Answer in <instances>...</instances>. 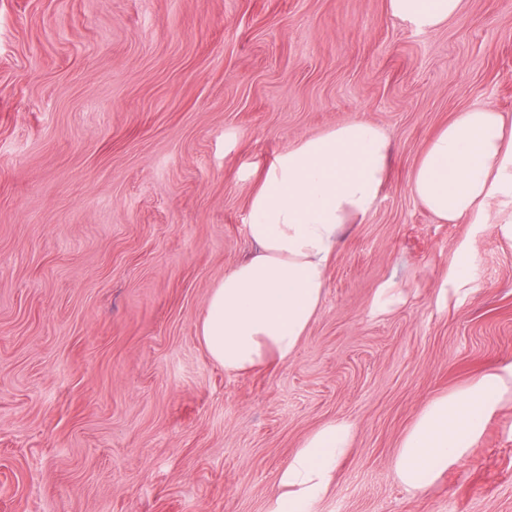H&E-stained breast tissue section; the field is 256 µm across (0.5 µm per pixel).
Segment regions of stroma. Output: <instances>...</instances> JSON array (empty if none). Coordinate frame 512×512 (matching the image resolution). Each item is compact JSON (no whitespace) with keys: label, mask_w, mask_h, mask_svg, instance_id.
I'll return each mask as SVG.
<instances>
[{"label":"stroma","mask_w":512,"mask_h":512,"mask_svg":"<svg viewBox=\"0 0 512 512\" xmlns=\"http://www.w3.org/2000/svg\"><path fill=\"white\" fill-rule=\"evenodd\" d=\"M482 104L512 113V0L431 31L387 0H0V512H269L334 420L354 443L313 512H512V403L424 494L393 470L430 399L512 363V232L408 188ZM351 120L389 134L388 188L294 358L226 374L197 326L258 176Z\"/></svg>","instance_id":"stroma-1"}]
</instances>
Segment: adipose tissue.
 Here are the masks:
<instances>
[{
	"label": "adipose tissue",
	"mask_w": 512,
	"mask_h": 512,
	"mask_svg": "<svg viewBox=\"0 0 512 512\" xmlns=\"http://www.w3.org/2000/svg\"><path fill=\"white\" fill-rule=\"evenodd\" d=\"M466 0H387L391 17L419 30L443 27ZM390 140L354 120L288 146L264 169L249 201L246 234L255 250L211 289L199 340L225 373L292 360L322 306L327 273L350 225L363 222L389 178ZM408 187L440 221L486 223L488 206L512 224V116L490 105L457 113L429 142ZM512 396V363L432 398L404 434L398 481L425 493L463 462L488 420ZM353 426L328 422L309 434L281 472L270 512H312L351 448Z\"/></svg>",
	"instance_id": "adipose-tissue-1"
}]
</instances>
